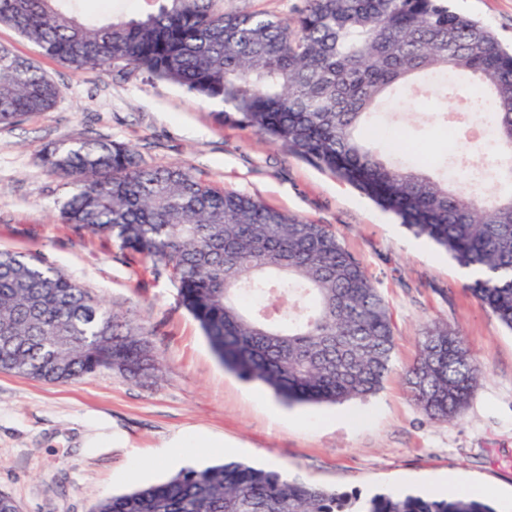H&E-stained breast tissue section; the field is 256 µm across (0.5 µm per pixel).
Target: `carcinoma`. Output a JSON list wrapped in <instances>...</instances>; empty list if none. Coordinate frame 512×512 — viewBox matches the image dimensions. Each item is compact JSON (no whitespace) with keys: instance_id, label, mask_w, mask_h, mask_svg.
<instances>
[{"instance_id":"cac0c4a2","label":"carcinoma","mask_w":512,"mask_h":512,"mask_svg":"<svg viewBox=\"0 0 512 512\" xmlns=\"http://www.w3.org/2000/svg\"><path fill=\"white\" fill-rule=\"evenodd\" d=\"M73 0H0V25L75 71H140L224 106L246 128L328 170L470 270L471 294L512 330V162H487L454 137L456 159L404 166L374 151L376 114L398 95L429 96L481 120L512 156V50L444 0H305L292 17L226 13L222 0H153L136 18L87 17ZM61 94L32 61L0 45V127ZM71 190L59 221L107 235L163 266L216 359L293 406L377 392L392 364L384 297L324 224H311L179 165H149L122 142L60 141L40 151ZM143 324L106 310L34 255L0 250V372L69 383L110 369L157 370ZM483 373L463 337L426 326L406 368L412 397L448 420ZM94 512H495L487 503L339 493L229 462L100 500Z\"/></svg>"}]
</instances>
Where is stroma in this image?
I'll return each mask as SVG.
<instances>
[{
  "mask_svg": "<svg viewBox=\"0 0 512 512\" xmlns=\"http://www.w3.org/2000/svg\"><path fill=\"white\" fill-rule=\"evenodd\" d=\"M512 44V0H453ZM0 44L32 60L62 90L48 111L0 128V249L37 255L105 306L146 322L156 378L103 370L67 384L0 373V492L20 512H91L101 499L175 475L165 453L180 437L221 440L205 465L245 461L289 478L364 496L427 494L423 476L454 472L487 487L500 508L512 490V332L466 289L467 273L414 237L332 173L215 122L217 104L165 81L112 69L76 72L0 26ZM409 127L383 123L386 143L408 141L437 157L450 142L416 104ZM108 138L153 165L179 164L201 180L247 193L324 224L366 268L394 324L392 369L381 390L336 404L286 406L224 369L167 273L106 236L57 216L68 189L39 153L51 142ZM460 331L484 374L461 415L429 418L405 369L422 329Z\"/></svg>",
  "mask_w": 512,
  "mask_h": 512,
  "instance_id": "1",
  "label": "stroma"
}]
</instances>
